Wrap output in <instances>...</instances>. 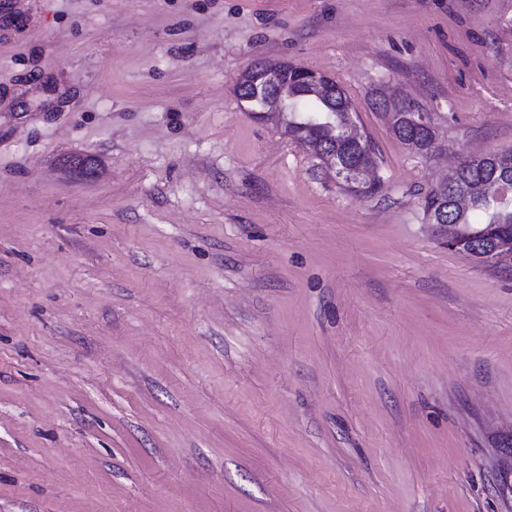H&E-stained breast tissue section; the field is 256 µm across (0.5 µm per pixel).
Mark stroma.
Instances as JSON below:
<instances>
[{
    "label": "stroma",
    "instance_id": "stroma-1",
    "mask_svg": "<svg viewBox=\"0 0 512 512\" xmlns=\"http://www.w3.org/2000/svg\"><path fill=\"white\" fill-rule=\"evenodd\" d=\"M258 60L345 89L379 193ZM509 148L512 0H0V512H512V271L422 205ZM247 72L254 75L253 89L257 95L268 94L269 104L265 112L288 111V85L283 83L282 75L288 71V62L269 65L254 63L248 67Z\"/></svg>",
    "mask_w": 512,
    "mask_h": 512
}]
</instances>
